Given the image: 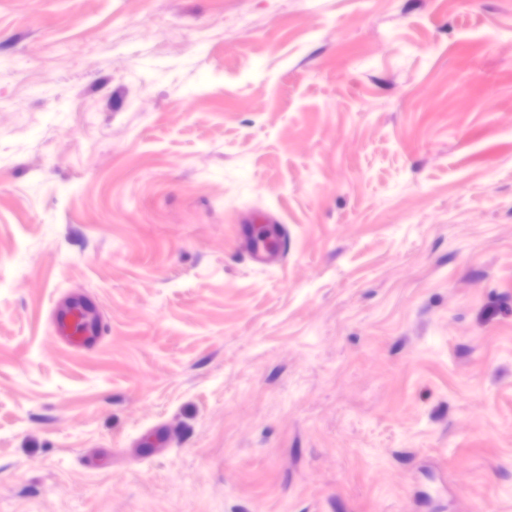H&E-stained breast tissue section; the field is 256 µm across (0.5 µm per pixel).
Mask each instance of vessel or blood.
Listing matches in <instances>:
<instances>
[{"label":"vessel or blood","instance_id":"vessel-or-blood-1","mask_svg":"<svg viewBox=\"0 0 512 512\" xmlns=\"http://www.w3.org/2000/svg\"><path fill=\"white\" fill-rule=\"evenodd\" d=\"M241 240L248 244L254 263L260 267L278 265L281 250L272 236L254 233L252 220L238 226ZM51 331L57 343L76 352L94 351L104 334L100 318L91 314V304L84 298H70L54 303L51 309Z\"/></svg>","mask_w":512,"mask_h":512}]
</instances>
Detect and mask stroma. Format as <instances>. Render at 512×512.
I'll list each match as a JSON object with an SVG mask.
<instances>
[{"instance_id":"obj_1","label":"stroma","mask_w":512,"mask_h":512,"mask_svg":"<svg viewBox=\"0 0 512 512\" xmlns=\"http://www.w3.org/2000/svg\"><path fill=\"white\" fill-rule=\"evenodd\" d=\"M0 512H512V0H0ZM270 216L243 219L237 224L240 239L247 243L254 263L259 267H272L280 262L281 250L277 241L271 236H255L253 224H275ZM85 298L55 302L51 309V331L57 343L76 352L94 351L104 334L100 318L91 315Z\"/></svg>"}]
</instances>
